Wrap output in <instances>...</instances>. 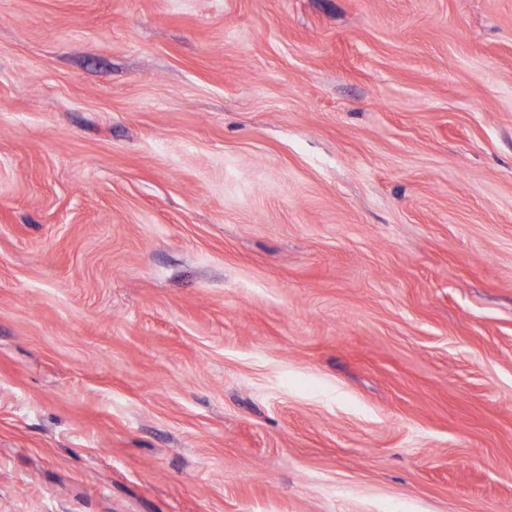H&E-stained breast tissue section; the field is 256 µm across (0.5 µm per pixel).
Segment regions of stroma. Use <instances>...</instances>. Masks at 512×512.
Returning <instances> with one entry per match:
<instances>
[{
  "label": "stroma",
  "mask_w": 512,
  "mask_h": 512,
  "mask_svg": "<svg viewBox=\"0 0 512 512\" xmlns=\"http://www.w3.org/2000/svg\"><path fill=\"white\" fill-rule=\"evenodd\" d=\"M0 512H512V0H0Z\"/></svg>",
  "instance_id": "obj_1"
}]
</instances>
